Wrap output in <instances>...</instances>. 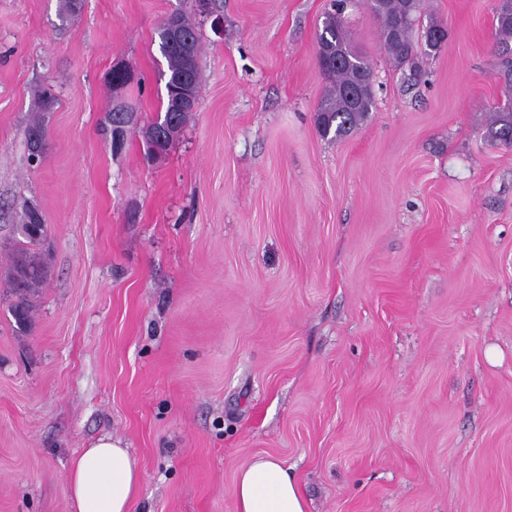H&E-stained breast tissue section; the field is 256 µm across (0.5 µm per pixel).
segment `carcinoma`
I'll return each instance as SVG.
<instances>
[{"label": "carcinoma", "mask_w": 512, "mask_h": 512, "mask_svg": "<svg viewBox=\"0 0 512 512\" xmlns=\"http://www.w3.org/2000/svg\"><path fill=\"white\" fill-rule=\"evenodd\" d=\"M425 0H366L370 13L380 23L379 38L383 49L396 62L409 63L415 55V30L407 17L424 12ZM176 21L189 28L192 51L184 54L168 47V28ZM495 37L499 46L495 74L512 87V10L508 5L497 9ZM159 51L167 62L165 82V119L183 127L189 113L175 111L176 98L183 88L198 95L200 81L201 42L190 28L189 16L177 10L169 14L158 30ZM319 67L329 83L318 105V125L323 135L339 138L355 130L374 106L372 68L352 45L342 11L325 15L317 40ZM487 136L506 147H512V108L492 112L486 128ZM48 227L42 212L33 205L24 206L22 223L16 226V245L10 271L12 302L9 311L19 332L32 323V297L44 283L47 268L35 252L47 236Z\"/></svg>", "instance_id": "cac0c4a2"}]
</instances>
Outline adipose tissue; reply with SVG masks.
Listing matches in <instances>:
<instances>
[{"mask_svg":"<svg viewBox=\"0 0 512 512\" xmlns=\"http://www.w3.org/2000/svg\"><path fill=\"white\" fill-rule=\"evenodd\" d=\"M141 482L130 449L108 435L83 449L68 471L74 512H133ZM231 497L234 512H308L289 468L264 455L254 456L238 470Z\"/></svg>","mask_w":512,"mask_h":512,"instance_id":"adipose-tissue-1","label":"adipose tissue"}]
</instances>
